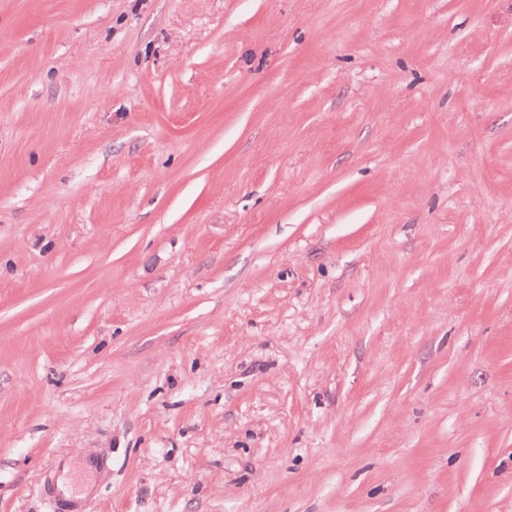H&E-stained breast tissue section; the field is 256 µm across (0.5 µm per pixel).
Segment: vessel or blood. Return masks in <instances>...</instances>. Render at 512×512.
I'll list each match as a JSON object with an SVG mask.
<instances>
[{
	"mask_svg": "<svg viewBox=\"0 0 512 512\" xmlns=\"http://www.w3.org/2000/svg\"><path fill=\"white\" fill-rule=\"evenodd\" d=\"M106 453H87L78 459H63L57 464L54 484V506L57 512H83L96 490L95 480L109 469Z\"/></svg>",
	"mask_w": 512,
	"mask_h": 512,
	"instance_id": "1",
	"label": "vessel or blood"
}]
</instances>
